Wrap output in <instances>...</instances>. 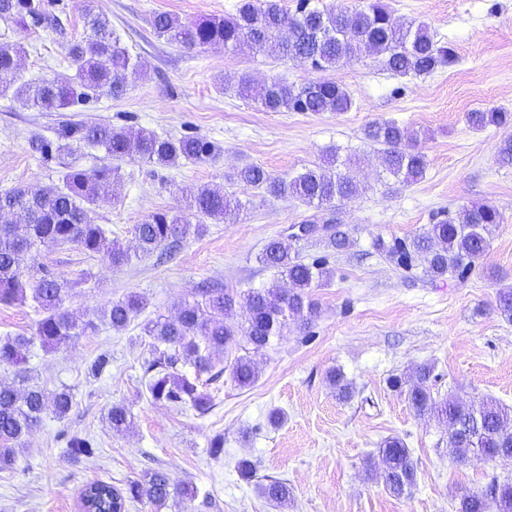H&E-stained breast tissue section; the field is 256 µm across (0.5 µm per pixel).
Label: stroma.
Returning a JSON list of instances; mask_svg holds the SVG:
<instances>
[{
	"label": "stroma",
	"instance_id": "obj_1",
	"mask_svg": "<svg viewBox=\"0 0 512 512\" xmlns=\"http://www.w3.org/2000/svg\"><path fill=\"white\" fill-rule=\"evenodd\" d=\"M238 2L96 0L142 70L121 96L104 95L76 111L30 110L0 97V193L29 183L59 187V166L42 165L28 139L72 117L162 136L190 133L221 146L222 155L207 163L120 161L117 201L94 207L93 216L130 247L134 225L179 207L183 189L225 186V173L238 165L293 175L321 163L330 147L355 154L362 190L336 208L354 243L331 255L334 277L313 291L320 309L313 337L304 339L301 329L289 325L258 356L257 382L242 388L227 375L208 385L212 406L204 413L153 401L145 388L144 322L175 315L184 299L212 284H271L275 272L257 259L263 246L289 225L318 217L298 201H265L257 190L236 187L247 212L234 223H209L205 235L184 239L166 263L150 255L115 267L106 255L75 246L43 247L39 263L72 285L64 309L98 327L57 349L37 343L25 349L23 367L33 382L50 391L68 388L74 405L63 421L44 414L14 468L0 472V512H78L85 485L106 481L121 488L157 467L195 486L196 497H175L159 508L136 502L127 512H454L463 492L481 491L494 477L512 481V461L457 463L447 427L415 414L390 385L392 377H412L417 366L429 364L436 397H492L512 407V321L496 309L500 288L512 287V167L494 157L496 144L512 129L476 130L465 119L478 108L512 112V0H386L397 19L426 23L447 41L456 65L425 77H398L375 59L350 61L329 77L350 93L352 108L319 115L266 112L237 93L245 73L296 85L318 79L308 66L245 46L186 50L157 37L150 26L159 12L193 22L234 13ZM83 6L84 0H49V11L66 20L61 31L0 24V35L26 48L23 80L68 72L70 45L88 34ZM382 118L421 131L417 146L429 160L422 180L403 184L383 172L364 135L369 123ZM482 203L496 206L503 222L482 267L465 278L409 277L373 247L376 236L403 239L441 212ZM131 292L148 304L125 330L115 331L102 313ZM102 355L109 366L89 375L90 363ZM334 368L351 382L350 400H338L329 385L326 375ZM116 404L132 415L122 433L106 420ZM274 409L283 414L276 425L268 422ZM66 432L89 436L98 453L70 462ZM392 436L407 443L417 466V486L407 496L391 495L364 473L369 455ZM217 438L224 450L216 456L211 443ZM243 459L256 465L248 481L237 469ZM269 478L292 486L287 507L275 508L259 494L258 484Z\"/></svg>",
	"mask_w": 512,
	"mask_h": 512
}]
</instances>
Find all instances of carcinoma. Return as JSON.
Returning <instances> with one entry per match:
<instances>
[{
	"instance_id": "1",
	"label": "carcinoma",
	"mask_w": 512,
	"mask_h": 512,
	"mask_svg": "<svg viewBox=\"0 0 512 512\" xmlns=\"http://www.w3.org/2000/svg\"><path fill=\"white\" fill-rule=\"evenodd\" d=\"M95 0H85L84 20L90 34L70 49L71 74H57L38 83L24 82L13 91L24 107L34 109H68L94 96L124 93L127 81L138 72L128 50L109 20L94 9ZM0 21L20 28L56 29L62 21L49 17L43 0H0ZM155 35L185 49L222 45L234 50L248 45L256 52L281 55L300 60L318 72L336 69L344 62L367 54L377 59L395 76L431 75L456 64L457 57L448 43L436 39L423 23L398 22L384 0H365L354 9L297 0L289 12L280 0H240L236 11L222 18H205L186 23L179 16L160 12L153 16ZM24 53L21 42H0V95L10 88L7 77L15 74ZM238 93L252 98L266 112H346L353 104L347 90L336 81L319 78L301 86L271 78L262 84L243 76ZM475 128L504 127L512 124V113L501 108L475 110L466 115ZM365 139L382 155L385 170L405 182L416 181L426 174L428 159L415 148L417 135L390 119L372 122ZM81 145L100 149L112 159L138 156L161 166H175L182 160L210 162L222 149L205 138L159 136L148 129H115L109 124L84 120L61 121L52 136L34 133L29 148L41 162L49 163ZM327 164L308 167L295 176L280 177L256 164H245L225 176L231 185H242L274 199H295L321 210L359 193L355 178L337 168H350L352 157L340 158L339 149L327 154ZM499 165L512 167V135L496 146ZM120 179L119 168L102 165L94 169L65 164L62 185L47 189L31 183L0 193V213L21 211L22 224H0V303H24L32 299L41 318L36 323L35 338L43 347L54 349L71 339L96 329L93 320H79L63 309V298L71 284L48 273L37 262L41 247L48 244H75L88 253L105 254L112 265L131 262L129 250L109 237V231L95 223L92 206L114 199L112 184ZM184 206L177 211H160L134 228L138 250L150 255L163 248L172 249L187 234L202 235L205 220L235 222L247 210L235 193L221 188L199 186L182 192ZM197 218V223L190 218ZM501 213L492 205L480 204L448 212L419 230L409 239L389 242L381 237L374 247L395 267L421 270L423 276L437 280L448 275L465 278L472 272L493 241L502 223ZM333 224L327 234H309L304 238L291 235L271 239L259 255V262L287 277L291 288L278 287L240 292L234 288H206L201 297L183 302L173 318L158 317L146 322L144 334L151 338L152 356L145 362L146 389L159 402L190 406L203 413L210 407V395L202 390L201 378L215 382L224 373L216 369L215 356L229 349L244 350L230 364V374L240 387L253 385L259 377L255 355L282 335L288 321L304 330L320 315L311 289L327 284L333 277L327 258L306 262L301 246L319 242L342 252L353 245L350 231L334 216L321 218ZM147 300L130 294L112 302L104 311L112 329L120 331L145 308ZM243 307L247 316L241 324L231 320L236 309ZM497 310L512 320V287L500 289ZM23 337L0 339V366L18 367L23 363ZM433 367H416L414 380L395 377L392 387L399 390L418 415L435 418L448 426V444L455 449L462 464L486 458L512 459V409L493 398L479 404H467L452 396L438 399L430 388ZM336 397L346 400L353 394L352 384L337 369L328 372ZM73 407L67 389L48 392L38 385L25 388L0 385V471L13 468L19 446L50 410L63 420ZM110 428L125 430L131 422L130 412L114 405L107 415ZM98 448L93 440L78 433L67 439L65 453L75 463L90 459ZM373 455L381 466L370 462L366 476L383 480L395 496L411 492L417 484L412 454L403 439L389 437ZM261 495L273 505L284 507L292 496L288 483L269 479L259 486ZM172 496L195 497L194 488L176 482L165 469H151L129 480L119 489L105 481H95L83 490L86 512H125L131 502H147L161 507ZM512 512V482L492 478L487 490L462 495L455 512Z\"/></svg>"
}]
</instances>
